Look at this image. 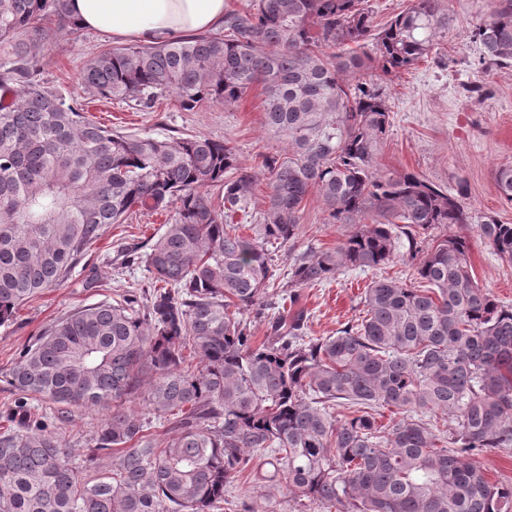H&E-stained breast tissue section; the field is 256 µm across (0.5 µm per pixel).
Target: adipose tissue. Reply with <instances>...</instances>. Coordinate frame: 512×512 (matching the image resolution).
<instances>
[{"label":"adipose tissue","mask_w":512,"mask_h":512,"mask_svg":"<svg viewBox=\"0 0 512 512\" xmlns=\"http://www.w3.org/2000/svg\"><path fill=\"white\" fill-rule=\"evenodd\" d=\"M227 8L228 0H67L81 29L142 45L223 28Z\"/></svg>","instance_id":"obj_1"}]
</instances>
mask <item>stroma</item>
<instances>
[{
	"instance_id": "obj_1",
	"label": "stroma",
	"mask_w": 512,
	"mask_h": 512,
	"mask_svg": "<svg viewBox=\"0 0 512 512\" xmlns=\"http://www.w3.org/2000/svg\"><path fill=\"white\" fill-rule=\"evenodd\" d=\"M453 25L440 45L437 59L419 63L397 75L378 69L362 72L360 82L380 89L390 108V127L380 147L381 170L413 172L435 185L456 192L465 187L463 204L468 221L455 233L468 238L474 276L500 301L512 304V264L501 260L483 241L478 226L493 216L512 224V204L506 203L495 181L498 166L512 163V65L481 72L476 62L481 53L470 38V29L490 9L491 0H442ZM111 39L87 31L57 32L39 55L40 78L48 86L82 97L80 72L98 52L112 48ZM481 84L485 92L469 95L465 87ZM262 90L253 88L238 106L206 104L187 111L171 96L159 97L155 106L143 109L119 101H89L86 109L98 123L120 132L177 139L204 135L234 146L247 164L267 153H287L284 136L263 123ZM167 214L135 213L125 223L106 225L102 235L85 251L61 285L26 302L9 324L0 326V425L16 409V394L8 384V372L19 353L53 322L86 305L117 300L125 291L143 292L150 274L141 261H129L126 251L160 235ZM349 227L327 221L321 200L309 195L297 239L272 249L280 274L271 289L274 301L296 294L297 306L307 318L311 337L335 335L346 323L361 321L363 291L371 272L353 270L331 283L289 289L287 273L295 258L335 246ZM95 271L99 285L82 288L88 271ZM100 406L70 408L57 430L62 447L83 460L97 432L108 417Z\"/></svg>"
}]
</instances>
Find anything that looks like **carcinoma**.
I'll use <instances>...</instances> for the list:
<instances>
[{"instance_id": "1", "label": "carcinoma", "mask_w": 512, "mask_h": 512, "mask_svg": "<svg viewBox=\"0 0 512 512\" xmlns=\"http://www.w3.org/2000/svg\"><path fill=\"white\" fill-rule=\"evenodd\" d=\"M47 20L78 29L66 0H0V42L11 48L0 64V325L59 285L106 225L140 210L173 215L144 244L150 304L127 292L85 306L10 369L18 411L0 432V512H222L236 482L277 477L321 512H512V484L470 459L512 446V305L480 287L468 239L448 233L468 221L464 188L377 169L390 110L356 81L373 62L390 75L437 54L450 26L441 0H414L378 32L363 0H251L225 15L224 37L115 46L85 62L87 96L145 108L162 93L186 110L229 108L262 86L264 122L288 138V155L253 165L203 135L116 132L40 85ZM470 37L483 68L511 65L512 0H495ZM262 176L268 206L243 236L234 217L249 216ZM495 180L512 203V164ZM208 186L222 189L224 209ZM312 192L330 223L354 229L298 258L290 286L397 261L421 284L371 281L361 322L325 338L306 335L301 312L269 315L279 275L268 245L296 238ZM478 231L512 263V224L490 216ZM249 313L269 318L259 344ZM187 347L193 373L182 368ZM145 373L147 403L168 423L163 448L124 407ZM31 396L112 407L88 453L107 456V468L80 475L54 420L30 415ZM338 403L349 408L341 419ZM383 406L402 418L378 425ZM439 414L453 426L440 431ZM267 449L271 476L254 467Z\"/></svg>"}]
</instances>
